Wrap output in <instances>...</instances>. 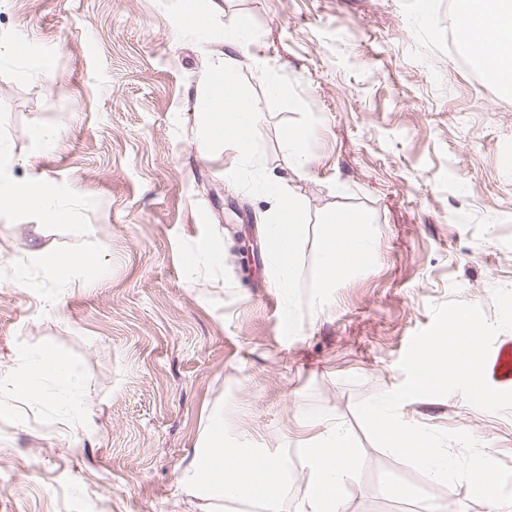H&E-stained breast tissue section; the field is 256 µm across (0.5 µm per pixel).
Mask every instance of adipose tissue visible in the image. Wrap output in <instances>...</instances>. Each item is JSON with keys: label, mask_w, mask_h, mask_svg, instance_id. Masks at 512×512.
Wrapping results in <instances>:
<instances>
[{"label": "adipose tissue", "mask_w": 512, "mask_h": 512, "mask_svg": "<svg viewBox=\"0 0 512 512\" xmlns=\"http://www.w3.org/2000/svg\"><path fill=\"white\" fill-rule=\"evenodd\" d=\"M457 26L467 34L465 49L492 75L504 91L512 92V0H473L459 13ZM22 207L41 220H54L62 211L55 187L40 174L0 185V210ZM48 375L63 388V406L77 413L86 405L80 377L54 352L31 359L12 379L14 391L34 398L36 377ZM319 439L303 454L309 462L308 482L297 512H340L339 493L354 463L335 417L321 422ZM207 469L182 474L180 481L201 499L248 498L263 504L266 512H279L288 480L287 455L269 458L249 448H228L216 440L207 449Z\"/></svg>", "instance_id": "1"}]
</instances>
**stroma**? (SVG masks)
Here are the masks:
<instances>
[{"label":"stroma","mask_w":512,"mask_h":512,"mask_svg":"<svg viewBox=\"0 0 512 512\" xmlns=\"http://www.w3.org/2000/svg\"><path fill=\"white\" fill-rule=\"evenodd\" d=\"M184 6H0V34L19 30L27 43L0 58V176L38 171L65 202L51 223L0 211V512H226L179 481L219 433L287 453L281 512H295L308 477L301 447L330 413L355 459L343 512H427L385 496L384 472L454 512H512L472 499L466 484L432 482L376 445L356 413L402 383L398 362L432 306L458 299L498 318L492 289L512 288V94L449 55L448 0L424 12L412 0H222L216 16L196 0L205 34L181 30ZM243 20L251 38L236 67L262 115L266 174L305 202L304 264L319 216L337 207L368 210L378 242L375 266L290 339L265 242L272 200L236 187V154L207 153L199 139L207 63ZM43 56L51 71L36 69ZM303 127L314 134L298 168L283 139ZM60 257L81 266L52 307ZM45 350L78 368L86 415L66 413L47 376L34 381L39 400L9 391ZM399 414L469 432L512 467V412L456 392Z\"/></svg>","instance_id":"1"}]
</instances>
